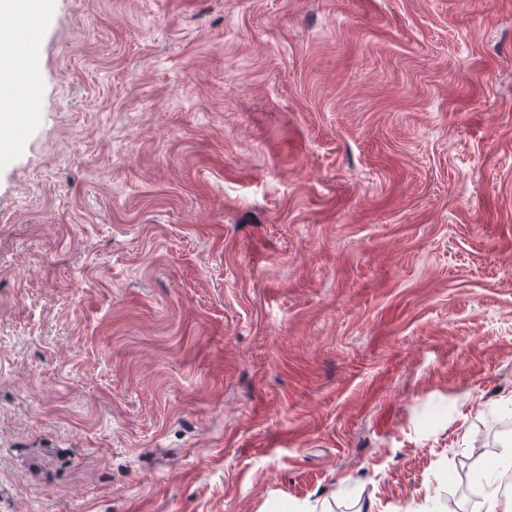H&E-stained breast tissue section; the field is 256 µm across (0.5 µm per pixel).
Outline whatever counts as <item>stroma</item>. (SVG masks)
<instances>
[{
  "label": "stroma",
  "mask_w": 512,
  "mask_h": 512,
  "mask_svg": "<svg viewBox=\"0 0 512 512\" xmlns=\"http://www.w3.org/2000/svg\"><path fill=\"white\" fill-rule=\"evenodd\" d=\"M46 4L0 115V512H473L512 0Z\"/></svg>",
  "instance_id": "stroma-1"
}]
</instances>
